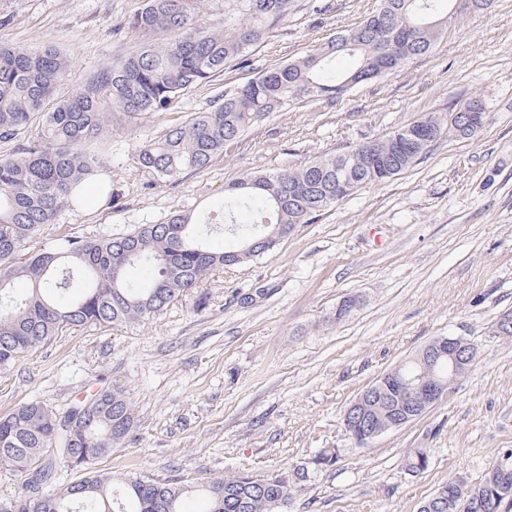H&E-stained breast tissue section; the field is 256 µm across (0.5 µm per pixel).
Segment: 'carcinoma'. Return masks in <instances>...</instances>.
Wrapping results in <instances>:
<instances>
[{"mask_svg": "<svg viewBox=\"0 0 512 512\" xmlns=\"http://www.w3.org/2000/svg\"><path fill=\"white\" fill-rule=\"evenodd\" d=\"M381 7L360 25L342 30L304 56L277 64L258 77L216 97L210 110L195 112L180 125L139 147L136 163L148 174L175 179L207 167L239 142L267 114L301 98H336L354 86L404 67L427 53L455 16V0H380ZM298 0H224V29L192 18L189 0H145L127 21L141 46L117 63L97 69L77 91L63 96L69 60L54 44L26 49L0 41V141H12L32 121L41 124L38 143L0 154V371L60 333L87 326L140 323L196 288L214 270L274 250L287 234L309 224L339 203L336 180L349 178V193L390 179L409 168L430 143L404 146L395 135L428 125L436 137L455 133L449 118L431 114L377 139L380 154L367 144L272 173H248L235 182L220 211L223 222L206 214L175 213L158 224L104 237L65 236L56 246L29 251L32 242L61 212L81 202V185L105 164L101 136L112 111L130 117L169 110L185 91L213 81L231 62L243 64L249 50L278 30ZM166 34L162 43L155 36ZM351 57L341 72L336 60ZM239 239L233 250L215 249L213 234ZM144 270L145 283L128 278ZM18 280L24 292L15 291ZM375 381L378 390L355 400L343 425L355 446L375 441L354 424L384 426L403 416L410 423L424 413L398 403L401 383L414 377H448V360L423 365L414 355ZM133 429L123 390L106 387L72 403L60 419L37 400L0 417V468L18 480L15 499L29 512H288V506L322 471L338 462L334 448L287 470L258 476L248 468L210 481H171L145 474L115 475L95 468L123 444ZM81 474L60 482V463ZM410 471L424 470L430 450L407 453ZM488 483L469 487L452 478L433 494L444 512H488Z\"/></svg>", "mask_w": 512, "mask_h": 512, "instance_id": "obj_1", "label": "carcinoma"}]
</instances>
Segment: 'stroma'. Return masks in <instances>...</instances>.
<instances>
[{"label":"stroma","instance_id":"35a3bbf8","mask_svg":"<svg viewBox=\"0 0 512 512\" xmlns=\"http://www.w3.org/2000/svg\"><path fill=\"white\" fill-rule=\"evenodd\" d=\"M144 0H0V40L57 45L65 91L139 46L128 18ZM253 48L168 111L112 115L98 176L112 207L65 210L31 249L66 235L124 233L176 212L214 210L242 175L305 164L475 101L488 116L470 139L442 137L408 169L359 189L301 225L268 255L211 275L161 314L120 327L64 332L0 371V416L39 400L57 411L121 388L133 433L101 459L115 473L210 480L245 467L263 476L335 448L339 460L290 512H420L448 479L481 484L512 452V337L492 326L512 311V0L452 19L405 69L337 99L269 113L207 168L175 179L143 173L139 144L211 108L220 92L301 57L359 25L379 0H300ZM354 296L359 307L335 317ZM439 336H464L476 363L439 405L355 447L342 418L360 392ZM429 449L426 470L405 466Z\"/></svg>","mask_w":512,"mask_h":512}]
</instances>
